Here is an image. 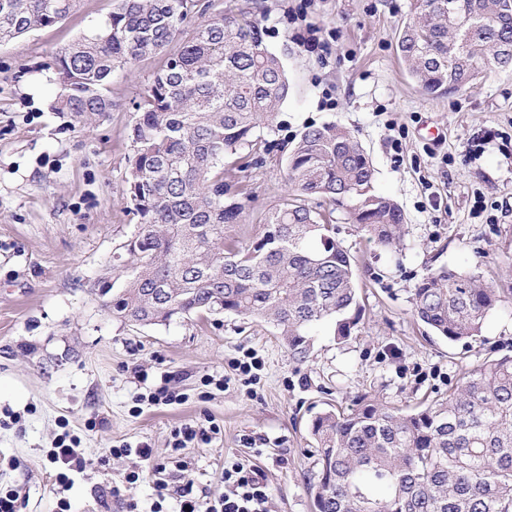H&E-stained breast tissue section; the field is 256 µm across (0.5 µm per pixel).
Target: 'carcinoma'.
I'll list each match as a JSON object with an SVG mask.
<instances>
[{"mask_svg":"<svg viewBox=\"0 0 512 512\" xmlns=\"http://www.w3.org/2000/svg\"><path fill=\"white\" fill-rule=\"evenodd\" d=\"M81 0H0V42L51 26ZM199 0H113L112 12L50 64L55 112L112 111V77L169 52L133 113L126 194L137 219L113 253L123 278L107 308L130 325L233 313L272 324L298 362L323 324L346 342L359 316L356 258L337 238L333 211L384 248L397 247L404 215L374 190V168L347 129L309 126L286 159L288 190L247 240L224 234L243 204L224 181L276 130L289 94L280 60L255 20ZM413 0L397 50L427 93L457 92L512 67V0ZM312 198L329 201L322 213ZM129 255L126 264L123 255ZM512 299L473 274L427 273L414 288L417 317L451 342L475 340L489 313ZM316 512H512V355L468 370L448 397L404 412L365 395L345 412L311 420Z\"/></svg>","mask_w":512,"mask_h":512,"instance_id":"obj_1","label":"carcinoma"}]
</instances>
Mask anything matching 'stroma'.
I'll list each match as a JSON object with an SVG mask.
<instances>
[{"mask_svg": "<svg viewBox=\"0 0 512 512\" xmlns=\"http://www.w3.org/2000/svg\"><path fill=\"white\" fill-rule=\"evenodd\" d=\"M411 3L213 0L215 9L262 24L290 84L274 149L236 175L245 208L226 234L259 232L282 194L289 152L306 127L326 123L358 138L376 190L405 219L394 251L337 214L338 237L357 258L361 314L341 345L331 326H320L302 363L259 320L227 313L141 327L106 309L101 288L116 279L112 255L136 222L125 184L131 116L165 58L116 73L112 111L82 118L52 111L45 64L93 30L112 0H82L65 20L0 44V419L24 416L0 426V487L18 489L15 512H56L62 498L70 512H120L112 487L141 462L129 456L101 467L98 458L128 442L167 460L175 428L209 420L220 434L187 449L188 469H167L170 485L192 484L199 496L221 491L225 460L238 458L264 472L269 512H314L308 448L318 412L351 408L362 394L410 409L424 396L447 395L484 361L512 355V302L490 312L480 338L466 344L437 337L412 311L418 282L443 267L512 288V70L459 92L423 93L397 53ZM308 24L323 30L312 53L297 42ZM247 350L263 361L249 387L231 367ZM164 375L187 402L133 413L134 396ZM208 376L225 386H203ZM93 418L97 426L88 427ZM63 422L89 461L66 484L47 457ZM125 486L140 512L158 501L164 512L176 506L159 500L151 475Z\"/></svg>", "mask_w": 512, "mask_h": 512, "instance_id": "35a3bbf8", "label": "stroma"}]
</instances>
